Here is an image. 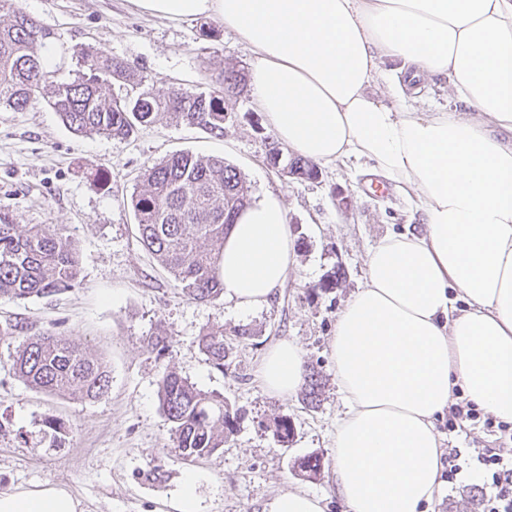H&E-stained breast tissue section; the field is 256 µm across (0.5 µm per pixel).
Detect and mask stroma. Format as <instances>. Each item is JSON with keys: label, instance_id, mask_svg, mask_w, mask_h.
Here are the masks:
<instances>
[{"label": "stroma", "instance_id": "stroma-1", "mask_svg": "<svg viewBox=\"0 0 512 512\" xmlns=\"http://www.w3.org/2000/svg\"><path fill=\"white\" fill-rule=\"evenodd\" d=\"M51 31L47 51L73 77L87 46L136 65L156 88H208L220 63L250 67L239 36L208 17L170 21L140 11L132 0H23ZM270 130L252 93L223 136L163 117L128 139L78 136L39 104L0 112V213L21 224L66 228L76 242L80 284L48 298L0 300V493L18 485H62L82 512H171L187 474H204L196 489L201 512H266L281 492L325 496L326 512H345L333 491L332 431L343 411L329 340L337 313L360 288L368 249L401 231L408 196L374 189V177L352 162L319 165L314 181L283 178L266 164ZM175 151L224 158L245 175L252 194L273 192L288 208L296 261L283 288L264 306L239 310L219 299L185 298L139 241L130 198L145 166ZM353 207L337 209L336 190ZM342 264V287L321 291L325 274ZM250 329L247 337L238 336ZM207 329L224 332L231 355L214 368L197 345ZM58 334L82 343L111 370L108 391L93 401L49 396L13 370L22 337ZM170 348L158 352L154 336ZM287 337L306 366L325 381L319 408L300 397L265 392L258 368L265 348ZM176 371L201 390L223 395L242 412L237 432L212 456L186 461L173 448L160 408L159 380ZM290 417L294 435L278 442L275 416ZM65 429L52 431L49 420ZM322 455L320 476L306 478L297 458Z\"/></svg>", "mask_w": 512, "mask_h": 512}]
</instances>
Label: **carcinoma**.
I'll list each match as a JSON object with an SVG mask.
<instances>
[{"instance_id":"obj_1","label":"carcinoma","mask_w":512,"mask_h":512,"mask_svg":"<svg viewBox=\"0 0 512 512\" xmlns=\"http://www.w3.org/2000/svg\"><path fill=\"white\" fill-rule=\"evenodd\" d=\"M0 12L7 16L0 22V111L24 112L43 102L76 134L119 139L130 138L161 115L222 137L224 120L236 118L247 81L233 66L222 68L206 91H160L136 66L89 46L81 52L75 77L61 80L43 62L48 28L20 0H0ZM116 84L123 94L112 92ZM316 168L315 162L290 154V169L298 179H312ZM140 178L142 187L130 204L141 244L184 296L205 304L216 301L224 295L219 277L224 239L251 201L245 176L222 158L178 151L145 167ZM79 279L76 245L65 229L21 225L0 213V300L50 297L75 287ZM198 346L216 368H224L230 354L224 331H203ZM13 367L27 386L50 395L92 401L110 387L107 364L65 336L25 337ZM323 389L320 372L309 369L302 402L318 407ZM159 401L184 460L213 455L241 419L223 396L197 389L168 368L159 381ZM273 435L282 443L294 435L288 416L273 419ZM296 468L315 477L323 458L305 455Z\"/></svg>"}]
</instances>
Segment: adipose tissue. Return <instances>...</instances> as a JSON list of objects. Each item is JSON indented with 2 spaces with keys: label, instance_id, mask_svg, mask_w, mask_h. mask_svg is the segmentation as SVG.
<instances>
[{
  "label": "adipose tissue",
  "instance_id": "obj_1",
  "mask_svg": "<svg viewBox=\"0 0 512 512\" xmlns=\"http://www.w3.org/2000/svg\"><path fill=\"white\" fill-rule=\"evenodd\" d=\"M170 20L214 17L252 53L276 138L318 163L356 161L411 196L422 232L372 246L329 347L344 410L333 485L346 512H430L442 481L435 420L463 394L512 421V0H135ZM465 107H415L421 78ZM388 83L389 100L370 88ZM294 263L283 199L263 194L224 241V297L267 304ZM272 395H295L291 339L264 352ZM60 486L0 493V512H78Z\"/></svg>",
  "mask_w": 512,
  "mask_h": 512
}]
</instances>
